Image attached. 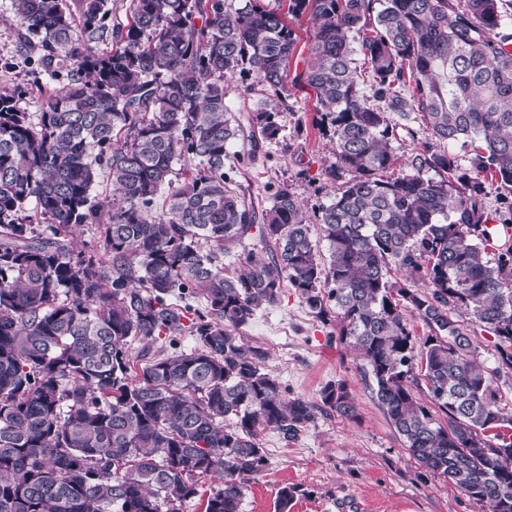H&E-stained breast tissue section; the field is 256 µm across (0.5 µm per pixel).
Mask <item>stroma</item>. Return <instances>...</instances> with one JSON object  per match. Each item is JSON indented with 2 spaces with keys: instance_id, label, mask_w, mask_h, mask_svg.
<instances>
[{
  "instance_id": "obj_1",
  "label": "stroma",
  "mask_w": 512,
  "mask_h": 512,
  "mask_svg": "<svg viewBox=\"0 0 512 512\" xmlns=\"http://www.w3.org/2000/svg\"><path fill=\"white\" fill-rule=\"evenodd\" d=\"M288 24L298 41L284 73L287 101L244 75L224 82L225 101L236 119L246 120L260 107L280 113L281 135L265 145V158L254 164L244 159L241 144H234L224 171L231 189L258 209L270 207L275 191L285 184L312 213L342 185L323 175L333 159L332 132L317 111L314 91L300 79L311 64L313 23L305 14L289 17ZM32 58L20 47L11 0H0V59L11 64L0 71V89L33 83ZM483 207L492 226L488 257L493 260L500 248L512 246V188L492 183ZM453 318L469 336L476 361L492 369L499 404L512 414V369L499 364L497 337L469 311L458 310ZM238 334L246 344L266 351V372L289 396L316 403L325 385L342 382L356 407L352 418L317 410L314 422L288 441L276 431H260L267 460L249 483L241 512H275L277 493L286 485L297 489L291 512H483L447 478L429 473L410 457L375 400L365 362L340 342L338 323L315 318L292 288H283L278 301L261 307Z\"/></svg>"
}]
</instances>
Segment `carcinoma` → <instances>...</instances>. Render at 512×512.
Wrapping results in <instances>:
<instances>
[{
    "label": "carcinoma",
    "mask_w": 512,
    "mask_h": 512,
    "mask_svg": "<svg viewBox=\"0 0 512 512\" xmlns=\"http://www.w3.org/2000/svg\"><path fill=\"white\" fill-rule=\"evenodd\" d=\"M290 2L316 24L305 84L335 140L324 176L350 175L314 214L326 264L288 186L259 212L225 181L236 140L253 163L259 140L280 135L262 108L244 133L224 94L238 72L283 93L297 41L279 9L129 0L112 25L107 0H12L46 81L0 91V512H183L195 499L240 512L266 461L259 431L292 438L317 409L286 397L265 350L235 336L285 282L314 317L336 314L416 462L484 512H512V415L451 316L464 308L492 330L512 369V250L487 259L480 178L512 186V0ZM35 90L42 111L27 112ZM416 121L432 141L397 174L391 140ZM102 173L110 198L94 193ZM88 224L98 240L77 250ZM256 224L271 260L224 273L225 247ZM393 267L425 289L390 281ZM174 296L205 311L192 318ZM408 312L429 329L420 340ZM186 333L195 347H180ZM162 335L171 354L132 352ZM416 359L444 422L415 396ZM320 400L355 415L342 382ZM203 477L216 479L207 495ZM296 494L282 487L276 512Z\"/></svg>",
    "instance_id": "cac0c4a2"
}]
</instances>
